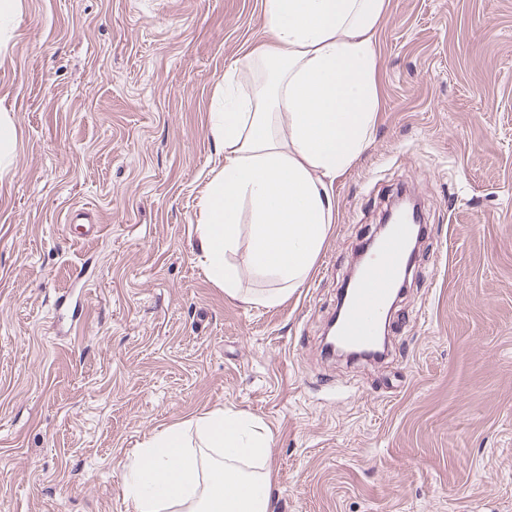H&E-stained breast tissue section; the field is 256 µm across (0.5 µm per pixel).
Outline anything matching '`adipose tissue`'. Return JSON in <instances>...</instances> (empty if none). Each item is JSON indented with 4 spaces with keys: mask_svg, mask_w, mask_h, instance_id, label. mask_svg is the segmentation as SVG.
<instances>
[{
    "mask_svg": "<svg viewBox=\"0 0 512 512\" xmlns=\"http://www.w3.org/2000/svg\"><path fill=\"white\" fill-rule=\"evenodd\" d=\"M389 0H263L271 32L224 73L210 132L224 165L200 197L197 254L225 293L274 308L304 285L335 220L334 181L371 142ZM270 288L243 292L232 262ZM269 439L237 411L174 424L133 453L135 512H274Z\"/></svg>",
    "mask_w": 512,
    "mask_h": 512,
    "instance_id": "1",
    "label": "adipose tissue"
}]
</instances>
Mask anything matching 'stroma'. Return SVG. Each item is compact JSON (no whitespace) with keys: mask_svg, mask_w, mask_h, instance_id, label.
<instances>
[{"mask_svg":"<svg viewBox=\"0 0 512 512\" xmlns=\"http://www.w3.org/2000/svg\"><path fill=\"white\" fill-rule=\"evenodd\" d=\"M263 0H21L0 55V512H134L124 465L217 408L270 438L276 512H512V0H389L380 112L275 308L195 249L224 70ZM426 231L381 361L322 351L399 191ZM85 208L101 226L65 230ZM16 146V128L7 112L0 113V167L10 163L11 154Z\"/></svg>","mask_w":512,"mask_h":512,"instance_id":"stroma-1","label":"stroma"}]
</instances>
